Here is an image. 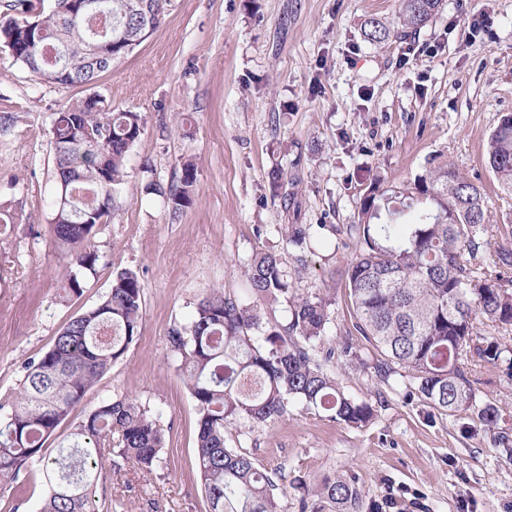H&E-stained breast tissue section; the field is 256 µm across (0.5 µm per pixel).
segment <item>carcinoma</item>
<instances>
[{
	"mask_svg": "<svg viewBox=\"0 0 512 512\" xmlns=\"http://www.w3.org/2000/svg\"><path fill=\"white\" fill-rule=\"evenodd\" d=\"M15 0V14L0 20V48L37 80L85 86L112 68L165 19L172 0ZM442 0H400L396 19L368 18L363 34L373 44L405 40L427 27ZM102 33L109 56L88 62ZM145 119L139 112H114L98 94L78 99L51 116L55 195L51 231L67 258L61 275L79 296L84 278L95 273L91 245L97 224L114 208L127 158ZM488 164L502 195L512 198V114L503 116L487 140ZM197 168L182 165L181 185L166 196L172 215L191 205ZM488 203L481 187L449 164L430 166L402 187L373 180L353 225L354 253L345 269L356 330L380 352L377 372L394 366L413 372L417 391L440 414L465 417L487 430L500 412L476 400L474 381L462 364L465 353L481 362L507 365L512 346L477 335L482 316L512 325V289L501 274L482 271L466 259L478 250ZM311 224H280L286 243L303 247ZM243 275L259 300L284 304L287 322L263 319L261 308L213 289L185 324L172 329L170 351L186 376L199 414L197 461L208 512H282L280 477L254 455L230 446L224 429L251 430L280 418L296 404L317 409L334 421L360 428L374 418L373 406L350 396L315 358L329 335V300L295 287L300 270L289 272L280 253L259 252ZM144 285L133 270L112 278L109 293L95 307L72 318L39 358L23 364L19 388L0 400V480L36 466L47 492L39 512H94L104 462L112 455L134 461L150 473L163 440L156 423L134 399L103 400L71 425L67 443L54 456L42 449L93 385L121 357L138 333ZM363 364L349 340L328 347ZM299 497V512H363V493L353 474L326 476Z\"/></svg>",
	"mask_w": 512,
	"mask_h": 512,
	"instance_id": "1",
	"label": "carcinoma"
}]
</instances>
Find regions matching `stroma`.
<instances>
[{
  "mask_svg": "<svg viewBox=\"0 0 512 512\" xmlns=\"http://www.w3.org/2000/svg\"><path fill=\"white\" fill-rule=\"evenodd\" d=\"M398 8V0H173L162 26L87 86L39 82L0 50V114L18 117L0 135V207L28 217L0 227V399L16 391L23 362L103 299L116 271H136L144 284L136 338L71 417L129 397L164 444L150 474L117 456L107 461L96 512H206L199 416L168 336L210 289L253 302L242 271L265 250L291 269L305 260L296 288L330 300V335L349 337L364 361L348 368L334 359L326 369L376 410L361 428L299 405L250 432L227 427L230 446L282 474L284 512H298L297 481L343 472L358 478L365 512H512V461L498 442L512 437V377L470 363L478 401L496 404L502 419L496 430L468 433L407 392L408 369L380 377L377 351L353 328L348 229L374 176L399 186L427 164L452 165L489 203L474 267L512 249V199L501 196L486 158L490 133L512 113V0H443L416 39L368 42L363 21H393ZM93 93L114 111L143 113L145 125L112 218L93 229L97 271L74 297L48 224L49 117ZM188 159L197 193L174 217L162 194L179 185ZM276 168L295 179L290 204L270 183ZM151 183L160 194L146 193ZM287 223L321 231L301 250L278 235ZM45 491L38 469L22 471L0 483V512H38Z\"/></svg>",
  "mask_w": 512,
  "mask_h": 512,
  "instance_id": "obj_1",
  "label": "stroma"
}]
</instances>
